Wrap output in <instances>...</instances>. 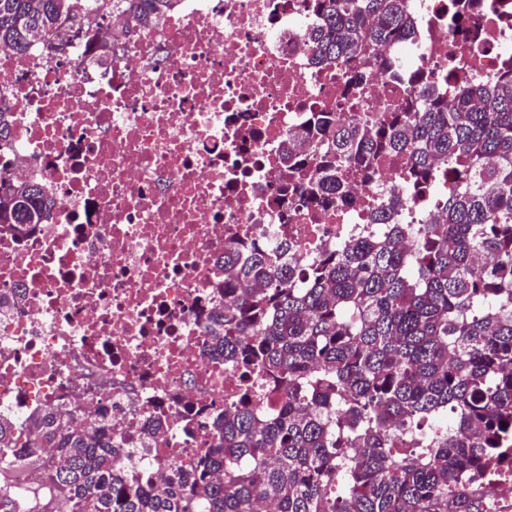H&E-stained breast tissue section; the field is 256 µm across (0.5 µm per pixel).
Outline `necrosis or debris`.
I'll use <instances>...</instances> for the list:
<instances>
[{
	"label": "necrosis or debris",
	"mask_w": 512,
	"mask_h": 512,
	"mask_svg": "<svg viewBox=\"0 0 512 512\" xmlns=\"http://www.w3.org/2000/svg\"><path fill=\"white\" fill-rule=\"evenodd\" d=\"M471 2L469 29L452 22ZM410 37L379 48L352 95L344 64H315L312 0H180L159 27L119 41L124 16L84 13V34L56 57L0 45L11 113L0 174L38 173L44 224L0 225V415L24 425L46 407L94 431L112 425L119 464L159 482L213 444L212 421L242 388L204 327L224 305L228 242L290 243L301 266L350 241L385 237L371 223L436 221L449 170L411 188L405 152L339 164L345 203L321 208L278 193L289 135L312 115L380 121L427 88L454 102L460 85L512 66V0H408ZM485 512H512V461L489 470Z\"/></svg>",
	"instance_id": "1"
}]
</instances>
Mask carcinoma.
Segmentation results:
<instances>
[{"instance_id": "carcinoma-1", "label": "carcinoma", "mask_w": 512, "mask_h": 512, "mask_svg": "<svg viewBox=\"0 0 512 512\" xmlns=\"http://www.w3.org/2000/svg\"><path fill=\"white\" fill-rule=\"evenodd\" d=\"M178 0H0V45L24 53L69 44L66 27L93 7L155 27ZM318 64L353 73L377 47L411 34L408 0H313ZM326 142L319 176L293 171L304 203L334 206L336 156L367 163L410 150V181L456 170L439 220L357 239L309 270L287 244L224 248V307L205 330L224 360L281 393L265 413L249 388L212 423L213 448L166 481L114 465L108 424L87 433L58 410L23 429L0 416V473L37 468L48 491L0 484V512H484L462 478L480 480L512 456V69L459 90L453 107L429 93L418 112L338 125L318 113L293 158ZM37 180L0 175V225L44 224ZM413 238L412 246L400 242ZM222 472L214 478L213 473Z\"/></svg>"}]
</instances>
